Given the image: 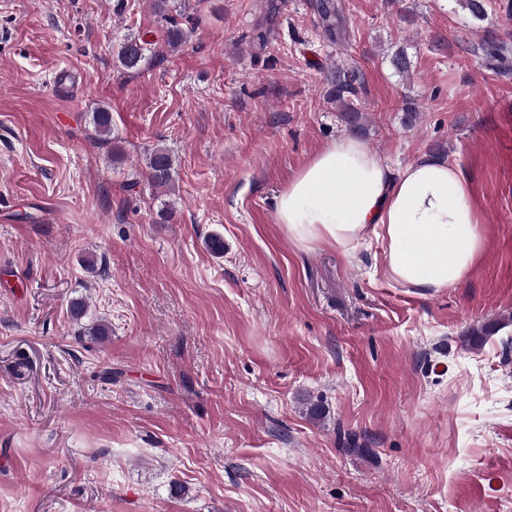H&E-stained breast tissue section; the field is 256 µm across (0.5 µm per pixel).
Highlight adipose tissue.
Listing matches in <instances>:
<instances>
[{"label":"adipose tissue","mask_w":512,"mask_h":512,"mask_svg":"<svg viewBox=\"0 0 512 512\" xmlns=\"http://www.w3.org/2000/svg\"><path fill=\"white\" fill-rule=\"evenodd\" d=\"M288 237L310 248L327 244L345 257L380 239L390 279L405 288H451L484 255L483 218L463 171L423 156L391 168L358 138L324 146L275 201Z\"/></svg>","instance_id":"obj_1"}]
</instances>
